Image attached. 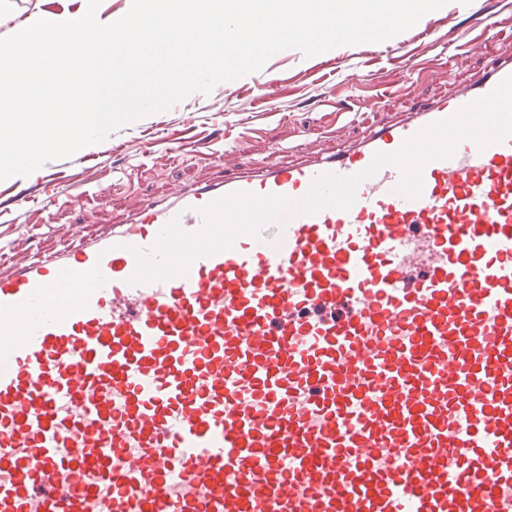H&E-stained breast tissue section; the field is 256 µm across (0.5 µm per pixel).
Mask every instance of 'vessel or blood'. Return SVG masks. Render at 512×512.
I'll use <instances>...</instances> for the list:
<instances>
[{
  "label": "vessel or blood",
  "mask_w": 512,
  "mask_h": 512,
  "mask_svg": "<svg viewBox=\"0 0 512 512\" xmlns=\"http://www.w3.org/2000/svg\"><path fill=\"white\" fill-rule=\"evenodd\" d=\"M512 76L315 163L176 187L74 253L0 274V512H512V135L383 167L349 209L130 284L171 219L302 198Z\"/></svg>",
  "instance_id": "1"
}]
</instances>
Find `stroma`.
Instances as JSON below:
<instances>
[{
	"mask_svg": "<svg viewBox=\"0 0 512 512\" xmlns=\"http://www.w3.org/2000/svg\"><path fill=\"white\" fill-rule=\"evenodd\" d=\"M0 10V37L22 28L33 13L80 16L87 0H10ZM495 21V36H481ZM512 56V0H474L471 10L425 14L411 29L379 43L340 46L311 57L291 49L270 86L244 76L194 92L170 110L126 124L105 141L48 162L27 177L0 181V271L15 253L39 262L124 224L148 201L168 199L182 184L218 182L231 166L212 157L223 140L236 143L237 166L261 167L269 157L296 164L339 153L419 103L449 97L494 60ZM437 60L439 77L420 75ZM196 141L194 153L173 158V140ZM109 186L106 202L92 191ZM80 198L43 214L54 187Z\"/></svg>",
	"mask_w": 512,
	"mask_h": 512,
	"instance_id": "35a3bbf8",
	"label": "stroma"
}]
</instances>
